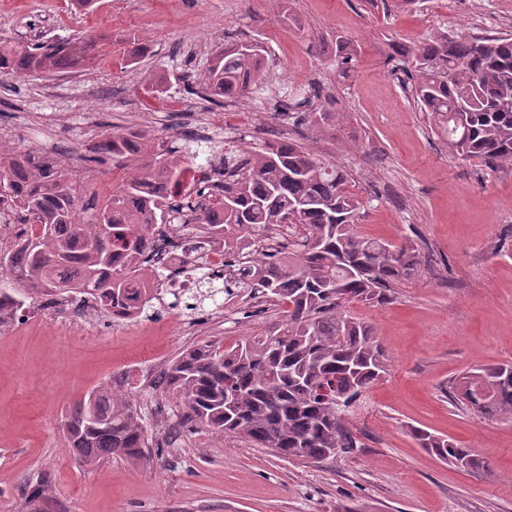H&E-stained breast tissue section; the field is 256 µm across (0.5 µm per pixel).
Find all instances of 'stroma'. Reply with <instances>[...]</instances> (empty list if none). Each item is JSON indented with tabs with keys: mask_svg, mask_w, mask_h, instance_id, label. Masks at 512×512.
I'll return each instance as SVG.
<instances>
[{
	"mask_svg": "<svg viewBox=\"0 0 512 512\" xmlns=\"http://www.w3.org/2000/svg\"><path fill=\"white\" fill-rule=\"evenodd\" d=\"M0 0V42L25 47L101 37L97 56L69 73L0 75V151L40 159L63 153L72 170L116 191L128 169L101 143L145 131L154 143L191 139L176 128L185 108L209 126L202 150L221 156L292 141L340 165L361 203L357 230L412 243L424 273L396 285L390 302H354L385 346L386 375L351 419L358 446L314 462L286 459L230 434L185 421L162 377L197 344L229 346L281 325L277 307L233 301L187 314L115 322L34 301L0 329V512H25L43 483L41 512H512V420L484 419L449 393L464 371L512 362V169L492 170L449 154L411 96V53L430 38L512 35V0ZM123 35L148 48L130 67ZM348 39V68L336 39ZM230 42L267 49L266 78L249 97L219 106L200 80L212 52ZM319 87L332 125L285 119L298 89ZM132 392L154 446L145 457L112 455L76 464L64 419L104 385ZM420 427L474 449L463 471L421 448Z\"/></svg>",
	"mask_w": 512,
	"mask_h": 512,
	"instance_id": "obj_1",
	"label": "stroma"
}]
</instances>
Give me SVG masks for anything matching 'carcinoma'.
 Masks as SVG:
<instances>
[{
    "instance_id": "obj_1",
    "label": "carcinoma",
    "mask_w": 512,
    "mask_h": 512,
    "mask_svg": "<svg viewBox=\"0 0 512 512\" xmlns=\"http://www.w3.org/2000/svg\"><path fill=\"white\" fill-rule=\"evenodd\" d=\"M94 44L18 50L0 45V74L54 73L77 68ZM264 49L231 43L213 53L202 78L217 100L247 96ZM413 95L431 114L453 155L477 159L490 169L512 168V37L440 35L413 53ZM286 115L301 117L313 99L295 96ZM104 149L120 166L139 162L138 172L85 222L77 180L54 165L0 152V224H27L21 238L0 251V276L21 289L0 288V328L17 319L25 299L51 304L90 299L104 314L122 304L128 285L150 278L156 288L140 299L138 315L169 294L170 307L196 311L206 303L246 295L283 305L276 330L230 347L202 344L184 351L164 374L186 418L202 427L236 434L291 459L321 460L357 447L350 424L362 396L387 371L388 355L373 327L353 317L355 301L391 300L394 285L426 269L420 250L366 238L355 230L360 202L344 190L339 168L319 161L292 142H273L240 154L224 149L219 164L206 161L194 198L175 203L184 170L179 146H155L115 134ZM199 225L192 250L168 274L144 271L137 257L154 249L153 226ZM288 230V242L271 234ZM234 232L250 235L248 255L237 253L215 270L210 243ZM128 262L116 265L119 255ZM183 276L188 293L169 288ZM454 401L488 417L512 420V364L468 370ZM420 445L439 459L468 470L481 465L474 451L414 428ZM66 436L77 462L94 467L122 453L143 456L147 429L130 394L103 387L77 402L66 416Z\"/></svg>"
}]
</instances>
